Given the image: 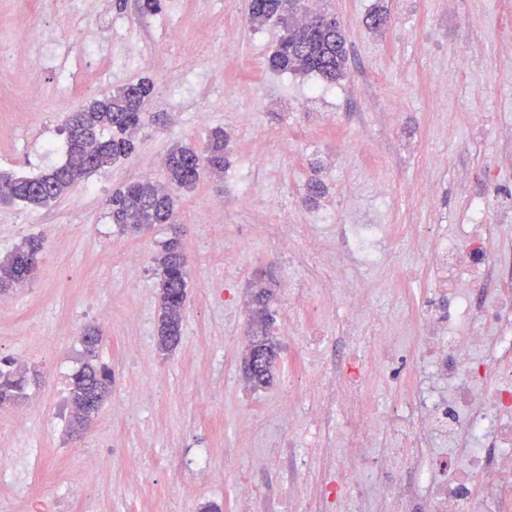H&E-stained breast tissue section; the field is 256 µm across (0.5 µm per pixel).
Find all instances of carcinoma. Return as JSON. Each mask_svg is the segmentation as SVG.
Wrapping results in <instances>:
<instances>
[{"mask_svg":"<svg viewBox=\"0 0 512 512\" xmlns=\"http://www.w3.org/2000/svg\"><path fill=\"white\" fill-rule=\"evenodd\" d=\"M247 7L254 26H262L276 15L294 19L307 10L306 0H248ZM320 14L331 18L323 29H310V25L315 23L313 19L305 27H298L292 22L281 29L268 58L272 70L317 73L330 82L342 76L347 59L346 39L336 16L324 10ZM153 90V81L141 78L117 86L111 93L84 104L66 122L67 161L36 176L0 173V197L31 207H42L67 194L91 173L131 154L135 148V134L149 112ZM165 167L169 187L144 179L129 183L113 193L112 223L120 230L139 231L153 224L171 223L175 210L173 192L192 189L207 170L214 174L224 172V131L213 130L202 153L186 145L174 147L167 155ZM42 248V240L30 238L0 258V296L34 279L37 255ZM155 263L160 346L168 349L181 336L187 300V261L178 238H170L163 243ZM98 342L96 336L87 334L83 337L87 361L69 378L71 403L76 407V422L81 426L94 419L104 394L112 384L111 373L104 368L97 369L92 363ZM258 349L269 354L262 372L255 371L250 360L245 363V372L258 384L266 385L273 378L276 352L264 334L254 336L252 350ZM26 382L25 373L0 369V406L18 398Z\"/></svg>","mask_w":512,"mask_h":512,"instance_id":"1","label":"carcinoma"}]
</instances>
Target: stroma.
Masks as SVG:
<instances>
[{
    "mask_svg": "<svg viewBox=\"0 0 512 512\" xmlns=\"http://www.w3.org/2000/svg\"><path fill=\"white\" fill-rule=\"evenodd\" d=\"M34 2L0 0V52L10 54L12 73V101L0 103L8 130L0 171L33 176L64 164L63 154L45 158L44 141L65 145L64 122L86 100L143 77L154 92L131 154L49 206L0 200L1 256L27 237L43 240L36 279L0 298V367L25 354L30 378L18 401L0 406V458L15 472L14 483L0 485V512H19L31 495L43 498L38 512H80L78 503L57 498L75 471L99 512H237L244 485L251 512H340L360 469L341 446L346 415L311 419L326 401L313 380L371 393L367 417L381 429L387 410H410L429 373L408 353L369 379L357 377L351 364L364 346L352 338L343 300L313 311L295 303L298 292L319 297L333 271L326 253L336 227L321 214L332 207L344 223L382 225L383 263L345 266L379 304L382 327L437 302L430 238L457 236L472 197L512 206V0H322L350 47L346 74L327 98L311 93L322 84L317 75L269 68L278 30L252 25L246 0H162L158 12L111 0L108 32L64 6L37 12ZM378 9L387 21L369 29ZM23 13L72 52L95 45L88 62L110 57L111 73L73 91L50 70L29 80L20 63L25 33L16 25ZM228 30L234 41H226ZM131 41L152 66L126 57ZM189 54L198 60V89L172 99ZM462 55L473 60L465 73L457 68ZM200 111L208 112L207 125L197 124ZM217 128L228 133L224 174L203 176L181 195L176 223L140 233L113 224L115 190L141 180L148 163L152 181L165 182L171 147H205ZM314 178L326 191L311 203L306 185ZM247 185L254 202L245 208L238 195ZM271 197L282 200L281 213L265 212ZM172 237L187 256L188 297L181 338L166 352L153 258ZM262 292L277 357L271 383L254 387L244 362ZM90 326L102 336L100 361L112 388L91 425L78 429L67 380L82 364ZM312 347L317 362L300 365L301 351ZM158 380L162 395L144 400L143 388ZM118 403L125 414H113ZM289 404L294 421L285 432ZM198 448L216 451L212 479L189 466Z\"/></svg>",
    "mask_w": 512,
    "mask_h": 512,
    "instance_id": "obj_1",
    "label": "stroma"
}]
</instances>
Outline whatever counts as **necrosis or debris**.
I'll return each instance as SVG.
<instances>
[{"label":"necrosis or debris","instance_id":"obj_1","mask_svg":"<svg viewBox=\"0 0 512 512\" xmlns=\"http://www.w3.org/2000/svg\"><path fill=\"white\" fill-rule=\"evenodd\" d=\"M26 68L33 75L57 70L68 89L87 71L77 56L59 66L55 50L43 41ZM511 222L512 208H494L482 199L472 203L462 234L433 241V259L449 274L446 292L454 312L425 310L415 319L416 360L433 366L435 374L415 397L411 414L388 413L392 447H384L368 424L364 394L323 379L314 382L315 390L328 393L346 412L351 427L346 447L373 453L361 493L347 503V512H363L370 496L384 499L387 512H409L421 488L431 491L424 512H512V279L498 275L483 249L493 225ZM339 235L344 252L359 265L380 262L379 225L340 224ZM327 284L329 296L345 299L352 324L371 327L373 352L362 359L360 375L398 357L399 337L382 331L372 298L344 268Z\"/></svg>","mask_w":512,"mask_h":512}]
</instances>
